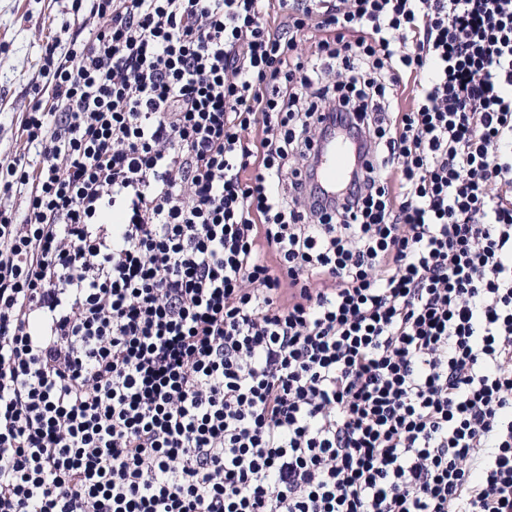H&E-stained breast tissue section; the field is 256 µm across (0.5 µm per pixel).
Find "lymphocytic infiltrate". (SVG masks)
I'll use <instances>...</instances> for the list:
<instances>
[{
  "label": "lymphocytic infiltrate",
  "mask_w": 512,
  "mask_h": 512,
  "mask_svg": "<svg viewBox=\"0 0 512 512\" xmlns=\"http://www.w3.org/2000/svg\"><path fill=\"white\" fill-rule=\"evenodd\" d=\"M72 8L0 162V512H512V0ZM350 161L351 153L344 144L336 142L333 137L323 142L317 166L319 182L327 189L336 190L347 176Z\"/></svg>",
  "instance_id": "obj_1"
}]
</instances>
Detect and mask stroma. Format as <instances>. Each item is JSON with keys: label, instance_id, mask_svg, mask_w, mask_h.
Here are the masks:
<instances>
[{"label": "stroma", "instance_id": "stroma-1", "mask_svg": "<svg viewBox=\"0 0 512 512\" xmlns=\"http://www.w3.org/2000/svg\"><path fill=\"white\" fill-rule=\"evenodd\" d=\"M77 29L69 0H0V158L23 150L21 116L46 98V43H68Z\"/></svg>", "mask_w": 512, "mask_h": 512}]
</instances>
